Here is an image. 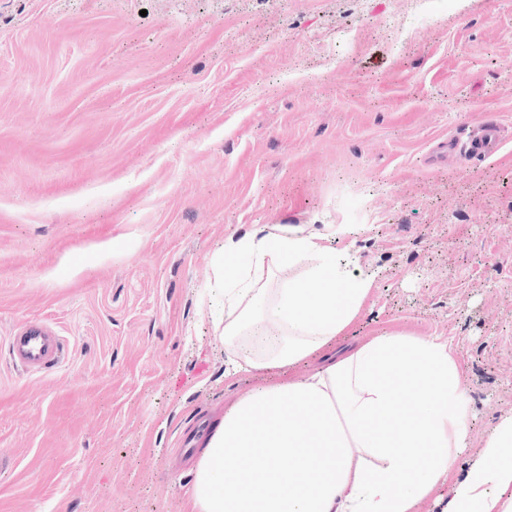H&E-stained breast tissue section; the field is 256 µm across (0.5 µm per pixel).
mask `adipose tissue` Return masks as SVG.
Wrapping results in <instances>:
<instances>
[{
	"label": "adipose tissue",
	"instance_id": "ef3b65f1",
	"mask_svg": "<svg viewBox=\"0 0 512 512\" xmlns=\"http://www.w3.org/2000/svg\"><path fill=\"white\" fill-rule=\"evenodd\" d=\"M339 233L262 225L226 239L224 344L238 355L232 374L260 384L225 408L202 448L190 512H416L443 486L446 512H512V414L465 478H451L469 427L464 369L447 342L392 332L337 350L374 286L330 246ZM301 262L303 274L266 304L264 278ZM268 315L287 334L243 348L265 335ZM314 357V370L293 378Z\"/></svg>",
	"mask_w": 512,
	"mask_h": 512
}]
</instances>
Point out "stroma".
Wrapping results in <instances>:
<instances>
[{"label": "stroma", "instance_id": "obj_1", "mask_svg": "<svg viewBox=\"0 0 512 512\" xmlns=\"http://www.w3.org/2000/svg\"><path fill=\"white\" fill-rule=\"evenodd\" d=\"M261 224L349 228L344 345L447 341L463 479L512 412V0H0V512H187L184 435L256 384L204 291ZM31 322L59 364L12 365ZM502 144L501 130L497 125L480 126L469 135L465 150L473 158L486 159L497 153Z\"/></svg>", "mask_w": 512, "mask_h": 512}]
</instances>
